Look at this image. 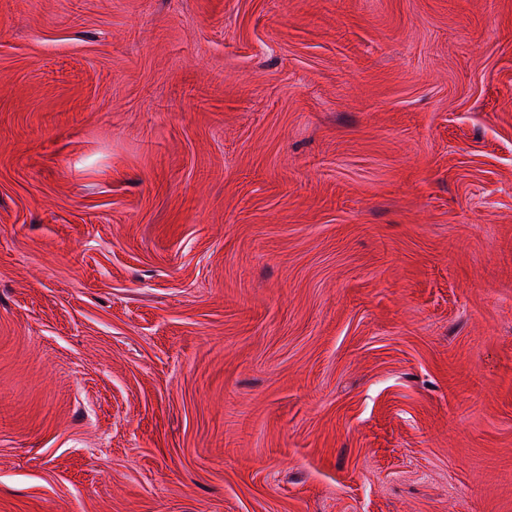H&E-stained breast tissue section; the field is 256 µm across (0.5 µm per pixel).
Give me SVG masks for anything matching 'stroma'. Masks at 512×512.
Wrapping results in <instances>:
<instances>
[{
  "label": "stroma",
  "mask_w": 512,
  "mask_h": 512,
  "mask_svg": "<svg viewBox=\"0 0 512 512\" xmlns=\"http://www.w3.org/2000/svg\"><path fill=\"white\" fill-rule=\"evenodd\" d=\"M0 512H512V0H0Z\"/></svg>",
  "instance_id": "stroma-1"
}]
</instances>
